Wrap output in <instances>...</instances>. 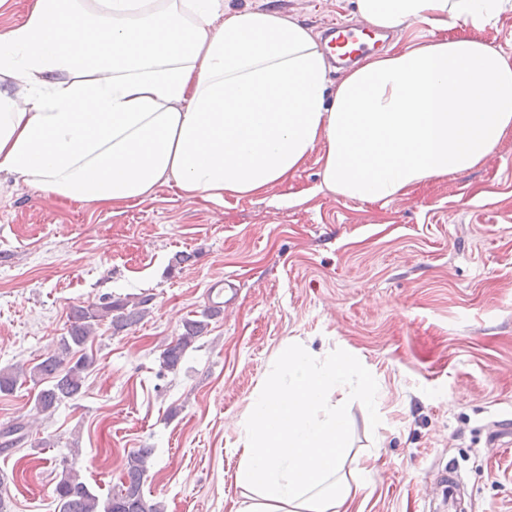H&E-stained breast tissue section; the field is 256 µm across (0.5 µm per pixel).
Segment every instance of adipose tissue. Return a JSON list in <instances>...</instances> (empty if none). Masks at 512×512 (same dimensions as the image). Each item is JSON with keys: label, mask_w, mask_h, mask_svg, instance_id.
<instances>
[{"label": "adipose tissue", "mask_w": 512, "mask_h": 512, "mask_svg": "<svg viewBox=\"0 0 512 512\" xmlns=\"http://www.w3.org/2000/svg\"><path fill=\"white\" fill-rule=\"evenodd\" d=\"M512 0H354L379 29L424 40L339 82L321 45L273 8L223 0H32L0 33V173L100 206L162 184L217 204L284 182L319 153L322 185L387 201L470 170L512 132V52L448 30L492 25ZM347 355L277 354L238 421L232 512H356L369 460L347 471Z\"/></svg>", "instance_id": "obj_1"}]
</instances>
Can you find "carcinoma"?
I'll use <instances>...</instances> for the list:
<instances>
[{
	"instance_id": "cac0c4a2",
	"label": "carcinoma",
	"mask_w": 512,
	"mask_h": 512,
	"mask_svg": "<svg viewBox=\"0 0 512 512\" xmlns=\"http://www.w3.org/2000/svg\"><path fill=\"white\" fill-rule=\"evenodd\" d=\"M147 302L146 298L132 304L109 300L73 308L71 324L57 340L51 355L29 368L12 365L0 368V394L13 393L20 379H28L41 386L35 396L34 409L43 414L55 411L82 391L87 371L93 365V358L83 353V349L95 327L108 320L113 331H123L141 321L145 313L143 305ZM216 314L217 311L209 308L202 313V318L184 321L183 332L162 352V363L166 368H177L187 349L208 328V319ZM0 437L3 447L15 446L24 440V425H13L0 432ZM151 454L150 448H140L132 453L125 464L123 481L104 500L89 490L76 470L62 467L55 486L58 512H164L161 502L146 498L142 491L146 462Z\"/></svg>"
}]
</instances>
